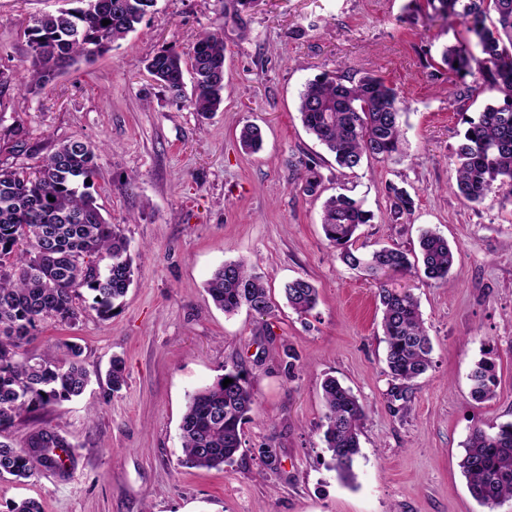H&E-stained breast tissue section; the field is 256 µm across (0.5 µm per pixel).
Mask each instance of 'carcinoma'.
<instances>
[{"label": "carcinoma", "instance_id": "carcinoma-1", "mask_svg": "<svg viewBox=\"0 0 512 512\" xmlns=\"http://www.w3.org/2000/svg\"><path fill=\"white\" fill-rule=\"evenodd\" d=\"M74 8L61 9L34 20L27 29L30 69L21 88L37 93L59 74L108 51L135 30L157 0H71ZM418 10L432 19L459 23L465 36L443 47L440 61L429 66L457 76L453 95L460 103L483 89L498 92L499 100L475 117L464 118L467 128L456 144L457 194L474 204L488 196L512 198V0H422ZM110 24L104 26L102 21ZM478 53H473L470 46ZM224 37L206 31L196 36L190 51L194 79L192 104L207 119L224 103ZM147 70L170 99L183 98L182 54L173 46L156 53ZM298 112L306 131L329 153L340 171H354L365 160L385 162L401 153L405 101L397 90L375 75L356 78L348 73H324L308 81L299 93ZM242 147L255 150L262 141L259 127L248 124L239 134ZM98 147L81 139L69 140L43 157L31 171L0 163V433L23 414L56 406L82 395L89 375L81 348H69L68 358L51 353L32 355L29 344L40 323L78 319L75 299L79 290L91 296L92 308L103 318L126 294L133 276L129 242L118 224L108 223L86 183L97 172ZM394 212L411 213L414 200L396 186ZM54 201H49V198ZM374 214L363 201L346 193L323 203L322 228L348 268L376 276L390 271L406 275L417 266L439 283L448 279L455 254L443 236L425 230L419 253L394 247L363 251L355 246L356 232L370 224ZM109 258L105 267L97 259ZM214 304L230 315L245 307L267 316L272 301L262 277L244 260L218 267L207 281ZM288 305L308 314L318 304L317 288L296 278L284 285ZM377 297L382 307L386 365L391 393L407 399L408 389L432 364V343L426 333L419 303L409 291L381 283ZM232 383L223 386L225 379ZM469 381L477 401L493 397L497 385L495 364L480 360ZM113 392L126 384L124 363L114 357L108 370ZM323 443L331 468L350 484L360 450L359 436L366 409L351 389L334 377L322 384ZM256 405L253 374L236 366L215 383L188 395L180 437L190 467L221 469L234 461L242 448L243 425ZM68 444L44 430L32 435L24 448L0 440V479H29L55 469L52 448ZM471 496L493 510L512 500V421L488 432L473 428L460 463Z\"/></svg>", "mask_w": 512, "mask_h": 512}]
</instances>
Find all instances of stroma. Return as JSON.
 Returning <instances> with one entry per match:
<instances>
[{
  "label": "stroma",
  "mask_w": 512,
  "mask_h": 512,
  "mask_svg": "<svg viewBox=\"0 0 512 512\" xmlns=\"http://www.w3.org/2000/svg\"><path fill=\"white\" fill-rule=\"evenodd\" d=\"M410 0H157L110 51L21 90L30 65L25 31L66 0H0V161L33 166L60 143L101 146L93 193L104 218L121 225L135 261L119 307L103 319L89 295L74 325L47 321L30 348L64 357L79 345L90 383L81 398L18 419L16 447L43 429L70 445L60 469L25 482L0 480V512L33 498L43 512H489L460 468L474 427L512 421V202L457 197L452 151L488 90L459 107L455 77L425 65L459 28L411 16ZM224 36V105L200 118L172 103L146 64L195 36ZM336 70L372 73L396 88L408 111L403 152L347 174L303 128L298 96L309 79ZM258 125L260 149L244 152L243 125ZM323 177L316 193L297 184L308 160ZM406 189L412 213L395 216L389 186ZM347 188L375 216L362 225L368 248L414 252L421 229L448 238L449 281L423 273L386 275L411 291L432 340V366L404 400L391 395L375 282L336 257L321 224L324 199ZM246 260L271 292V315L227 316L205 290L227 261ZM311 281L319 303L304 315L281 295L284 282ZM299 366L283 372L285 351ZM126 384L110 393L112 357ZM494 363V396L470 394L472 366ZM240 365L255 377L258 405L242 448L224 469L187 468L179 425L188 392ZM336 377L367 409L354 464L343 483L321 440L322 382ZM276 456L263 462L264 450Z\"/></svg>",
  "instance_id": "35a3bbf8"
}]
</instances>
